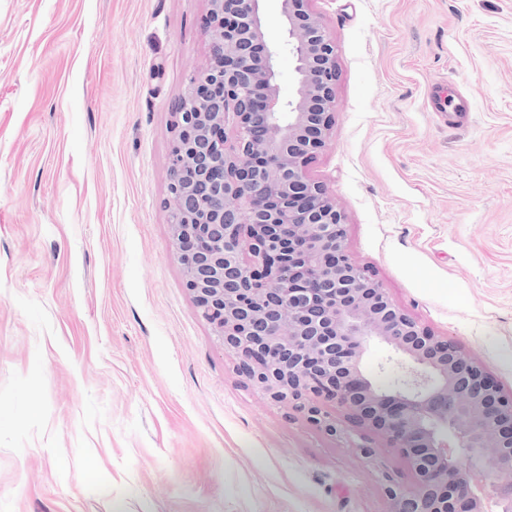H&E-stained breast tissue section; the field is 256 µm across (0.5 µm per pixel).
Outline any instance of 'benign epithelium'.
I'll return each mask as SVG.
<instances>
[{
	"instance_id": "benign-epithelium-1",
	"label": "benign epithelium",
	"mask_w": 512,
	"mask_h": 512,
	"mask_svg": "<svg viewBox=\"0 0 512 512\" xmlns=\"http://www.w3.org/2000/svg\"><path fill=\"white\" fill-rule=\"evenodd\" d=\"M261 2L207 0L209 63L173 106L166 207L186 287L262 393L372 462L366 428L401 450L412 481L383 473L386 512H512V394L349 256L342 210L308 176L336 121V43L309 0H281L297 74L283 101ZM371 339L394 352L386 386L363 368Z\"/></svg>"
}]
</instances>
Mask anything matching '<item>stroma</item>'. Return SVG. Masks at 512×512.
I'll use <instances>...</instances> for the list:
<instances>
[{
    "label": "stroma",
    "instance_id": "35a3bbf8",
    "mask_svg": "<svg viewBox=\"0 0 512 512\" xmlns=\"http://www.w3.org/2000/svg\"><path fill=\"white\" fill-rule=\"evenodd\" d=\"M309 7L340 73L309 175L352 258L512 392V0ZM206 11L0 0V512H385L412 479L262 394L186 287L164 201Z\"/></svg>",
    "mask_w": 512,
    "mask_h": 512
}]
</instances>
